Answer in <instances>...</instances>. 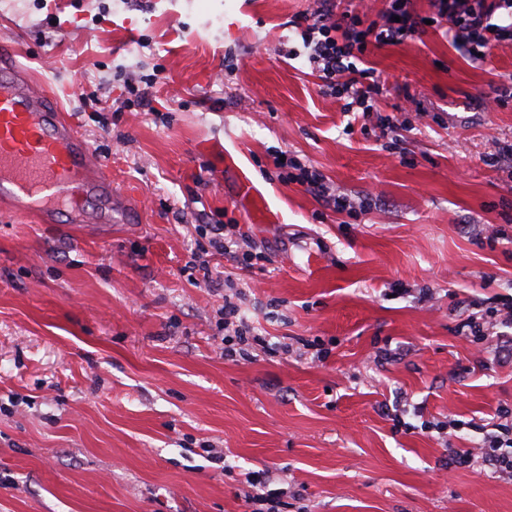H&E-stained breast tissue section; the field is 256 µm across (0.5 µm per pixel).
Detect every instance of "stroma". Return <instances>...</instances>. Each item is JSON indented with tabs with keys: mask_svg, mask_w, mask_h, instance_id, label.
<instances>
[{
	"mask_svg": "<svg viewBox=\"0 0 512 512\" xmlns=\"http://www.w3.org/2000/svg\"><path fill=\"white\" fill-rule=\"evenodd\" d=\"M314 7L0 0L10 64L128 199L70 228L0 208V512H267L257 474L283 512H512L451 464L512 413V328L460 329L512 305V97L483 107L512 43L473 62L443 19L368 48L365 117L308 62Z\"/></svg>",
	"mask_w": 512,
	"mask_h": 512,
	"instance_id": "obj_1",
	"label": "stroma"
}]
</instances>
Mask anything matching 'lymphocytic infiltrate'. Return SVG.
Here are the masks:
<instances>
[{
	"label": "lymphocytic infiltrate",
	"instance_id": "lymphocytic-infiltrate-1",
	"mask_svg": "<svg viewBox=\"0 0 512 512\" xmlns=\"http://www.w3.org/2000/svg\"><path fill=\"white\" fill-rule=\"evenodd\" d=\"M382 23L356 29L348 15L337 14L334 0H317L306 17L300 35L313 71L327 89L343 102L347 112L376 102L382 90L373 70L357 68L355 54L367 47H395L403 44L425 24L408 7L410 0H389ZM438 16L449 18L451 40L463 44L471 58L487 53L493 43L512 40V0H433ZM505 10L509 22L492 23L497 10Z\"/></svg>",
	"mask_w": 512,
	"mask_h": 512
}]
</instances>
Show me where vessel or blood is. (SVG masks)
Returning <instances> with one entry per match:
<instances>
[{
  "label": "vessel or blood",
  "instance_id": "obj_1",
  "mask_svg": "<svg viewBox=\"0 0 512 512\" xmlns=\"http://www.w3.org/2000/svg\"><path fill=\"white\" fill-rule=\"evenodd\" d=\"M96 198H112L111 166L26 75L0 66V202L46 223L61 215L79 224Z\"/></svg>",
  "mask_w": 512,
  "mask_h": 512
}]
</instances>
